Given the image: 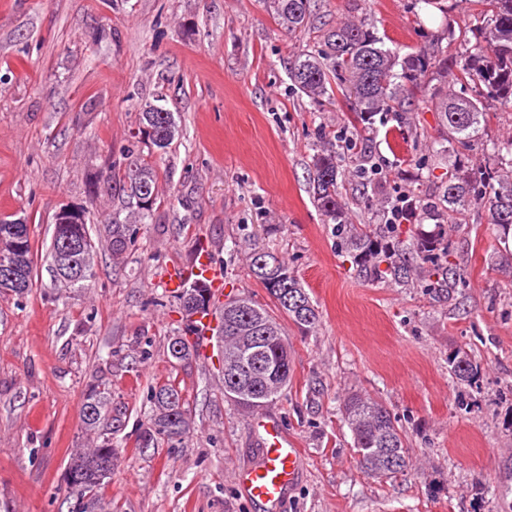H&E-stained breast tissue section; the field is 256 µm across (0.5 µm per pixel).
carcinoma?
I'll list each match as a JSON object with an SVG mask.
<instances>
[{
	"mask_svg": "<svg viewBox=\"0 0 512 512\" xmlns=\"http://www.w3.org/2000/svg\"><path fill=\"white\" fill-rule=\"evenodd\" d=\"M275 17L290 32L308 23L310 0H267ZM482 8L464 26H446L448 46L458 51L441 56L418 51L404 56L384 46L369 28L355 23H340L327 30L316 49L290 62L289 75L294 85L317 102L330 96L332 86H341L355 103L351 121L353 140L339 146L330 140L315 148L310 175L313 203L326 224H334L344 235L349 251L363 277L385 279L398 288H409L433 276L448 291L460 272L444 264L448 257V215L462 216L472 208L484 213L486 223L495 228L496 238L504 243L512 236V140L495 147L488 161L478 170L463 159L450 164L432 195L410 193L416 201L417 223L434 221V229L413 239L409 258L388 262L383 247L367 231L355 224L340 201L344 176L345 151L352 152L357 167L376 170L370 156L357 149L361 132L371 129L375 117L391 112L400 124L406 121V107L419 102L437 114L444 129L443 146L436 157L448 159L454 144L466 146L481 139L489 102L512 107V0H477ZM458 73L459 93L450 94L441 85L448 73V62ZM143 133L149 145L163 150L179 136L174 113L161 105L141 112ZM158 175L145 159L130 161L123 173L128 204L125 217L114 214L106 224L107 249L117 262L135 242L138 225L148 223L159 198ZM90 238L87 224H57L53 228L49 257L57 283L65 288H83L95 275V253L84 249ZM270 260L264 267L261 258ZM250 272L271 292L278 310L299 329L309 331L320 321V314L298 279L274 253L253 249ZM33 258L29 225L16 220L0 221V289L21 297L32 285ZM173 298L179 309L204 313L212 301L197 298V290L181 287ZM218 338L224 355L238 347L240 337H251L262 349V363L253 367L254 384L262 405L277 400L283 388L271 378V357L282 360L284 376L290 373V347L280 323L261 307L242 308L233 316L220 317ZM193 320L182 316L181 327L169 337L168 355L180 364L196 359L199 343ZM181 349H176L175 345ZM454 372L461 379L473 378V365L466 353L459 352ZM148 410L140 432V445L150 448L161 438L173 439L190 432L188 403L174 383L151 388ZM126 408L112 402V391L100 380L87 391L80 410L85 431L96 435L89 448L73 450L66 472L67 498L71 512H110L101 489L111 479L113 469L104 467L107 458L117 465L118 449L112 447V431L122 425ZM342 417L351 431L353 448L361 466L385 478H395L410 466L406 436L387 409L375 400L353 395L344 401Z\"/></svg>",
	"mask_w": 512,
	"mask_h": 512,
	"instance_id": "cac0c4a2",
	"label": "carcinoma"
}]
</instances>
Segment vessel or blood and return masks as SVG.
<instances>
[{"label":"vessel or blood","instance_id":"b4317fda","mask_svg":"<svg viewBox=\"0 0 512 512\" xmlns=\"http://www.w3.org/2000/svg\"><path fill=\"white\" fill-rule=\"evenodd\" d=\"M206 281L214 292H221L223 274L206 253H199L194 264L183 274L170 277V288H179L182 278ZM262 428V456L258 463L238 471L237 487L242 496L263 512H281L284 499L299 483L303 473V456L273 416L259 420Z\"/></svg>","mask_w":512,"mask_h":512}]
</instances>
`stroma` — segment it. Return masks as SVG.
<instances>
[{"label":"stroma","instance_id":"35a3bbf8","mask_svg":"<svg viewBox=\"0 0 512 512\" xmlns=\"http://www.w3.org/2000/svg\"><path fill=\"white\" fill-rule=\"evenodd\" d=\"M414 3L311 0L307 26L291 34L265 0H0V219L30 224L34 258L29 292L0 294V512H68L66 467L87 445L80 409L98 377L127 408L102 489L112 512H257L235 479L259 455L253 414L225 401L217 360L179 366L167 354L181 319L167 282L201 244L224 270L225 297L276 312L249 270L258 246L286 262L321 315L309 332L284 321L290 383L264 409L304 458L282 512H512V277L494 263L499 241L477 211L449 225V259L463 272L450 298L426 283L373 284L308 189L316 144L351 134L354 105L339 92L312 102L290 59L340 22L373 27L404 54L445 48L447 18ZM160 89L180 135L151 157L161 202L116 264L104 222L126 207V150L141 103ZM440 136L432 112L411 110L402 126L376 116L360 145L379 175L346 168L352 220L395 260L418 228L381 231L366 199L431 193L446 171L432 155ZM507 139L512 110L495 107L459 154L476 167ZM97 175L108 184L92 198ZM63 206L89 211L97 262L86 288L54 285L48 252ZM461 350L475 382L453 372ZM170 380L189 400L191 431L140 447L147 393ZM354 393L381 401L405 431L404 475L360 468L341 412Z\"/></svg>","mask_w":512,"mask_h":512}]
</instances>
